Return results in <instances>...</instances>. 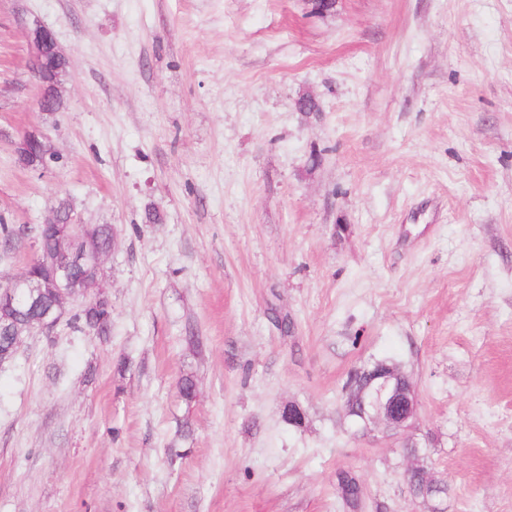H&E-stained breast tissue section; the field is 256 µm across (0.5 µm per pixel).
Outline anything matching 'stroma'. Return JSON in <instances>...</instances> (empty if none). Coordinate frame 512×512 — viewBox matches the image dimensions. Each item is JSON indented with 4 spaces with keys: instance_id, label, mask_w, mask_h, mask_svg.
Returning a JSON list of instances; mask_svg holds the SVG:
<instances>
[{
    "instance_id": "stroma-1",
    "label": "stroma",
    "mask_w": 512,
    "mask_h": 512,
    "mask_svg": "<svg viewBox=\"0 0 512 512\" xmlns=\"http://www.w3.org/2000/svg\"><path fill=\"white\" fill-rule=\"evenodd\" d=\"M65 198L119 231L112 335L0 366V512H341L340 468L362 512H512V0H0V216ZM377 359L417 411L362 437L343 387ZM29 41L32 51L29 59V68L37 81L38 105L41 111H46L55 103L54 92L48 89L53 87L59 93L58 77L53 69V61L64 58L54 31L44 25H36L29 31ZM336 481L341 507L348 512L360 511L366 497L362 484L358 483L355 476L346 469H339L336 472Z\"/></svg>"
}]
</instances>
